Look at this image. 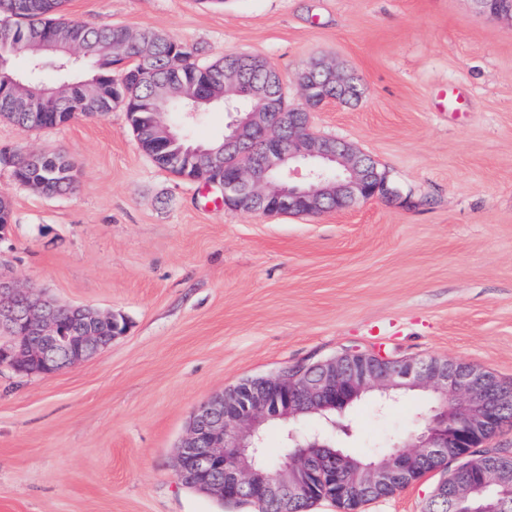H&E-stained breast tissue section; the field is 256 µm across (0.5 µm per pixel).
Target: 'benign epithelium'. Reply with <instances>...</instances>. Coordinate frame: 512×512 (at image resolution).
Wrapping results in <instances>:
<instances>
[{
  "label": "benign epithelium",
  "mask_w": 512,
  "mask_h": 512,
  "mask_svg": "<svg viewBox=\"0 0 512 512\" xmlns=\"http://www.w3.org/2000/svg\"><path fill=\"white\" fill-rule=\"evenodd\" d=\"M79 53L60 35H48L34 52ZM302 102L290 105L271 94L268 82L245 85L240 72L224 69V104L231 110L243 98L248 109L237 112L224 133L221 150L203 151L209 165L202 177L224 188V205L256 214H312L342 209L378 196L395 197L374 159L346 143L318 136L310 113L350 93L348 78L321 63L300 74ZM304 166L307 181L293 184L290 167ZM74 325L63 330L58 312ZM117 317L83 307L56 306L23 292L0 273V366L19 373L52 375L107 347L91 320ZM487 371L435 358L395 361L376 352L351 351L300 363L270 377L247 379L232 390L200 404L181 440L176 475L183 483L221 500L273 501L288 512V503L313 497L314 477L329 473L343 492L390 486L406 471L444 462L461 463L462 448L473 453L486 447L504 415L503 399L486 384ZM430 389L438 396L425 423L411 434L403 450L360 463L333 449L319 436L288 431V459L272 473L261 462L263 429L270 421L296 419L338 409L349 397L370 389L388 394L398 389ZM512 495V452L482 462L478 474L461 473L453 483L441 481L430 499L450 502V512H508Z\"/></svg>",
  "instance_id": "obj_1"
}]
</instances>
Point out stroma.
<instances>
[{
  "label": "stroma",
  "instance_id": "35a3bbf8",
  "mask_svg": "<svg viewBox=\"0 0 512 512\" xmlns=\"http://www.w3.org/2000/svg\"><path fill=\"white\" fill-rule=\"evenodd\" d=\"M74 21L164 34L212 61L274 63L288 101L320 60L358 79L313 130L372 156L400 194L345 211L231 209L215 185L157 168L122 108L40 130L0 118V153L59 150L73 192L19 184L0 272L46 300L126 318L53 375L0 367V512H256L183 486L196 405L248 378L348 349L479 366L512 386V20L471 0H67ZM230 113L163 114L202 142ZM419 389L344 416L360 459L430 409ZM439 473L358 512H425Z\"/></svg>",
  "mask_w": 512,
  "mask_h": 512
}]
</instances>
